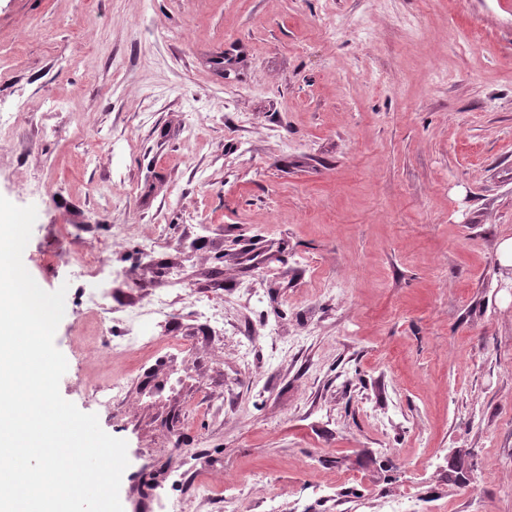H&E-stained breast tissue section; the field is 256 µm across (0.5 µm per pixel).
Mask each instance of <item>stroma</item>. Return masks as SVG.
Segmentation results:
<instances>
[{
    "mask_svg": "<svg viewBox=\"0 0 512 512\" xmlns=\"http://www.w3.org/2000/svg\"><path fill=\"white\" fill-rule=\"evenodd\" d=\"M0 118V196L66 290L60 393L126 441L123 512L195 469L194 512H512V0H0ZM100 290L113 335L161 295L152 332L192 350L91 365ZM125 380L121 376H113L104 385H91L92 397L101 405L110 406L112 402L120 401L125 391Z\"/></svg>",
    "mask_w": 512,
    "mask_h": 512,
    "instance_id": "35a3bbf8",
    "label": "stroma"
}]
</instances>
